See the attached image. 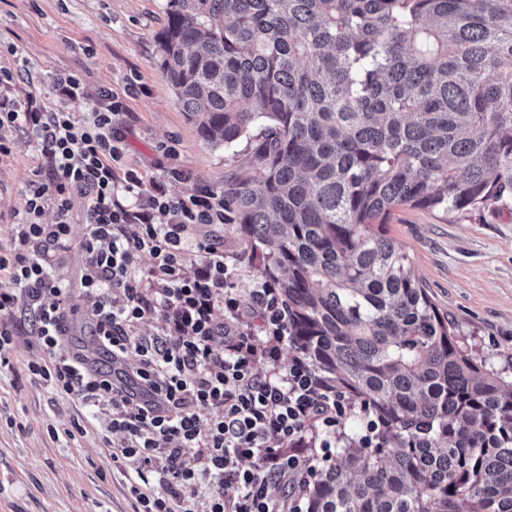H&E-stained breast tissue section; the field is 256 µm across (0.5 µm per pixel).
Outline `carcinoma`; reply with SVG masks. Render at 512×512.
<instances>
[{
	"mask_svg": "<svg viewBox=\"0 0 512 512\" xmlns=\"http://www.w3.org/2000/svg\"><path fill=\"white\" fill-rule=\"evenodd\" d=\"M159 64L214 146L289 343L373 417L306 512H512V380L483 369L386 233L394 209L512 203V0H167Z\"/></svg>",
	"mask_w": 512,
	"mask_h": 512,
	"instance_id": "carcinoma-1",
	"label": "carcinoma"
}]
</instances>
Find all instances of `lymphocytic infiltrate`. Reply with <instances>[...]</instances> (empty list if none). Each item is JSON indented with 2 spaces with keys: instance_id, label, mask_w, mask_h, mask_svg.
I'll return each instance as SVG.
<instances>
[{
  "instance_id": "f902f5d3",
  "label": "lymphocytic infiltrate",
  "mask_w": 512,
  "mask_h": 512,
  "mask_svg": "<svg viewBox=\"0 0 512 512\" xmlns=\"http://www.w3.org/2000/svg\"><path fill=\"white\" fill-rule=\"evenodd\" d=\"M121 109L111 95L88 119L0 101V128L31 127L48 162L13 227V248L0 252V272L14 284L0 291V365L15 311L26 307L37 345L53 355L29 371L97 408L121 434L112 463L135 512H304L307 478L331 457L347 401L303 354L282 362L288 309L276 285L260 281L241 296L220 238L192 236L193 227L223 225V194L204 187L174 197L160 181L147 191L126 167L112 131ZM77 195L86 224L80 295L96 343L113 363L137 357L120 379L61 352L71 293L54 274V257L69 239ZM49 205L56 220L45 224ZM149 321L157 330L142 335ZM159 485L166 494H156Z\"/></svg>"
}]
</instances>
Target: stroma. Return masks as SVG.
I'll return each mask as SVG.
<instances>
[{
	"instance_id": "35a3bbf8",
	"label": "stroma",
	"mask_w": 512,
	"mask_h": 512,
	"mask_svg": "<svg viewBox=\"0 0 512 512\" xmlns=\"http://www.w3.org/2000/svg\"><path fill=\"white\" fill-rule=\"evenodd\" d=\"M167 0H0V68L13 74L0 99L33 105L44 112L60 107L86 115L105 93L124 109L114 133L126 145L125 163L144 183L164 182L173 196L198 187L223 191L230 181L251 176L245 145L228 151L204 142L187 121L159 67L156 34L166 21ZM77 75L81 97L62 94L55 81ZM12 143L0 158V250L13 246L12 226L45 157L27 127L5 128ZM176 152L163 154L162 145ZM181 171L178 179L168 169ZM71 241L58 252L55 268L70 287L80 285L84 254L81 198L70 213ZM388 235L409 256L414 276L447 312L486 367L512 376V209L489 204L442 214L400 207L389 220ZM234 287L248 294L258 276L243 254L234 225L217 229ZM17 334L0 367V512H133L126 480L112 466L119 436L93 418L71 396L54 392L28 370L47 355L31 334V317L15 312ZM66 350H77L111 369L98 348L80 298H73ZM81 433H74V426Z\"/></svg>"
}]
</instances>
